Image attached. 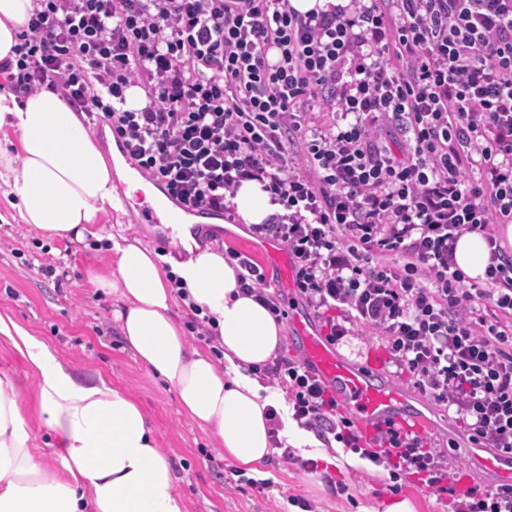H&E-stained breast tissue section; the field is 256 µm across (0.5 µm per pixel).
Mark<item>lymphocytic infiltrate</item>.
Returning <instances> with one entry per match:
<instances>
[{
  "label": "lymphocytic infiltrate",
  "mask_w": 512,
  "mask_h": 512,
  "mask_svg": "<svg viewBox=\"0 0 512 512\" xmlns=\"http://www.w3.org/2000/svg\"><path fill=\"white\" fill-rule=\"evenodd\" d=\"M13 59L16 99L47 91L189 208L235 221L257 181L282 212L295 293L330 344L380 335L386 362L451 410L471 443L512 454V0H32ZM146 103L126 107L127 89ZM489 248L483 284L455 250ZM242 293L288 316L262 269L231 253ZM259 372L325 446L451 496L453 512H512V486L463 484L414 428L365 440L300 357Z\"/></svg>",
  "instance_id": "1"
}]
</instances>
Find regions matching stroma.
<instances>
[{"label": "stroma", "mask_w": 512, "mask_h": 512, "mask_svg": "<svg viewBox=\"0 0 512 512\" xmlns=\"http://www.w3.org/2000/svg\"><path fill=\"white\" fill-rule=\"evenodd\" d=\"M106 256L91 245L45 237L23 223L0 194V313L44 339L78 373L102 374L130 392L161 448L177 464L187 512H301L290 504L293 496L305 499L314 512H362L391 498L387 471L358 458L346 472L326 479L276 453L257 472L258 478L272 479L271 487L260 491L239 481L233 463L214 452L208 435L182 412L174 390L124 350L112 319L114 299L87 281L88 270ZM49 264L54 267L50 274L45 271ZM427 416L422 433L457 440L448 451L452 461L471 479L494 485V477L465 455L469 442L448 413L432 404ZM335 481L346 485L345 494L332 489Z\"/></svg>", "instance_id": "35a3bbf8"}]
</instances>
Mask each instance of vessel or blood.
<instances>
[{
	"label": "vessel or blood",
	"instance_id": "1",
	"mask_svg": "<svg viewBox=\"0 0 512 512\" xmlns=\"http://www.w3.org/2000/svg\"><path fill=\"white\" fill-rule=\"evenodd\" d=\"M128 205L136 211L140 223L167 224L172 220L168 209L141 206L138 198L129 199ZM267 259L280 284L293 288L294 269L287 253L274 246L269 249ZM291 323L302 359L314 368L337 401L347 406L366 434H374L393 424L406 426L425 422V415L411 404L407 392L386 381L378 367L355 366L340 356L326 341L310 313H293ZM466 454L481 467L495 472L499 482L512 483V455L485 457L474 446L467 448Z\"/></svg>",
	"mask_w": 512,
	"mask_h": 512
}]
</instances>
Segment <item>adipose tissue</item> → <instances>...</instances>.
I'll return each mask as SVG.
<instances>
[{"label": "adipose tissue", "mask_w": 512, "mask_h": 512, "mask_svg": "<svg viewBox=\"0 0 512 512\" xmlns=\"http://www.w3.org/2000/svg\"><path fill=\"white\" fill-rule=\"evenodd\" d=\"M31 0H0V61L16 43ZM121 162L107 163L74 112L58 95L41 92L17 104L0 94V186L7 187L21 220L51 238L80 244L110 241L112 255L89 283L115 297L112 312L135 359L175 391L187 417L206 431L214 449L251 470L274 452V438L299 447L307 437L292 425L271 434L268 407L283 399L254 374L271 361L283 326L253 297L242 295L236 262L212 247L187 246L173 263L190 302L212 320V352L190 345L176 318L174 290L158 254L140 239L116 241L100 218L120 209L114 182ZM237 218L264 223L277 210L260 183H242L234 198ZM489 248L482 235H463L456 263L466 276L484 278ZM0 337L11 341L34 379L32 410L21 387L0 375V512H186L177 491L174 460L160 448L131 394L100 374L77 373L44 341L0 314ZM57 437L62 469L36 459L32 421Z\"/></svg>", "instance_id": "obj_1"}]
</instances>
